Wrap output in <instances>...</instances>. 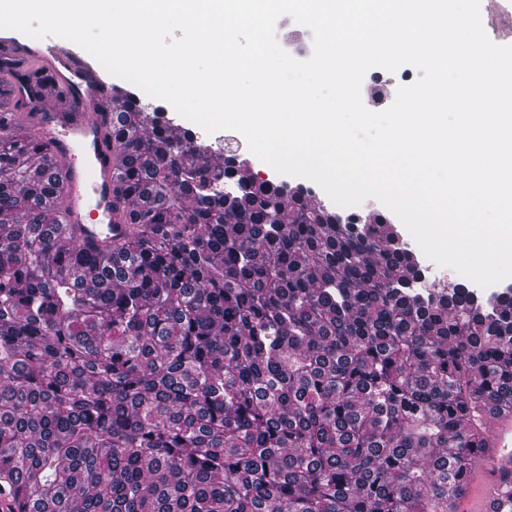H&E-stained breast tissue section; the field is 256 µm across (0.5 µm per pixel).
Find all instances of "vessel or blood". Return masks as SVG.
Here are the masks:
<instances>
[{
	"label": "vessel or blood",
	"instance_id": "b4317fda",
	"mask_svg": "<svg viewBox=\"0 0 512 512\" xmlns=\"http://www.w3.org/2000/svg\"><path fill=\"white\" fill-rule=\"evenodd\" d=\"M22 71L43 77L34 87H19V100L34 98L40 112L34 130L60 165L65 195L62 215L82 239L111 245L118 213L112 209V174L117 158L104 139L112 119V92L62 39L51 36L18 42L0 41ZM493 449L476 468L452 512H494L503 467L512 462V416L496 418Z\"/></svg>",
	"mask_w": 512,
	"mask_h": 512
}]
</instances>
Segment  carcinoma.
<instances>
[{
	"label": "carcinoma",
	"mask_w": 512,
	"mask_h": 512,
	"mask_svg": "<svg viewBox=\"0 0 512 512\" xmlns=\"http://www.w3.org/2000/svg\"><path fill=\"white\" fill-rule=\"evenodd\" d=\"M112 112L108 253L0 120V484L31 512H449L512 413V290L429 288L384 214L212 165L117 84Z\"/></svg>",
	"instance_id": "obj_1"
}]
</instances>
